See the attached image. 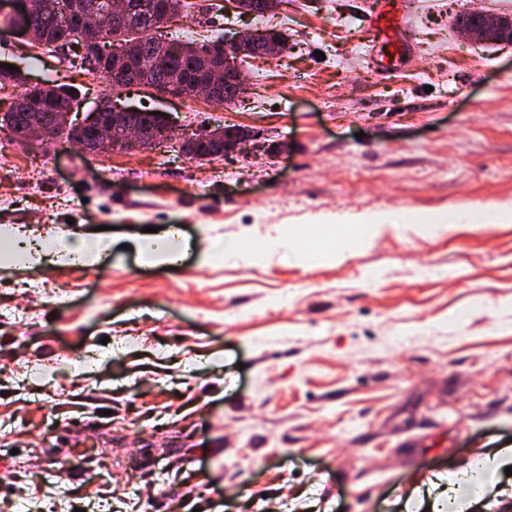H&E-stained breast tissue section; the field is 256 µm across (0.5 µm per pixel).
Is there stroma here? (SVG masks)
<instances>
[{
	"label": "stroma",
	"instance_id": "1",
	"mask_svg": "<svg viewBox=\"0 0 512 512\" xmlns=\"http://www.w3.org/2000/svg\"><path fill=\"white\" fill-rule=\"evenodd\" d=\"M376 0H288V51L256 59L236 104L128 101L179 135L242 125L273 159L212 162L174 143L50 159L0 155V224L18 238L105 227L96 266L52 255L0 268V499L10 512H428L445 474L512 446V44L461 38L458 14L512 0H413L411 51L378 76ZM105 87L0 32V63ZM460 216L343 242L347 214ZM327 222L333 262L270 241ZM178 231L172 268L142 265L144 228ZM241 242L252 260L211 254ZM67 426H60V419ZM456 512H512L497 471Z\"/></svg>",
	"mask_w": 512,
	"mask_h": 512
}]
</instances>
